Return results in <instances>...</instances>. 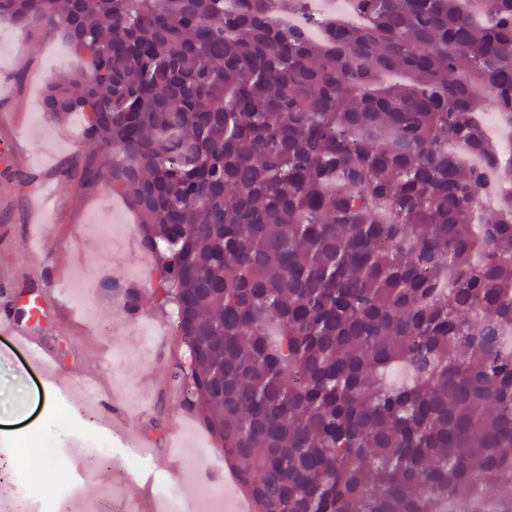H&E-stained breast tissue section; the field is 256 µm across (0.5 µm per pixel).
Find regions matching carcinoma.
<instances>
[{
	"instance_id": "1",
	"label": "carcinoma",
	"mask_w": 512,
	"mask_h": 512,
	"mask_svg": "<svg viewBox=\"0 0 512 512\" xmlns=\"http://www.w3.org/2000/svg\"><path fill=\"white\" fill-rule=\"evenodd\" d=\"M0 0L77 67L88 185L140 216L188 407L254 512H512V0ZM408 381L394 387L390 371Z\"/></svg>"
}]
</instances>
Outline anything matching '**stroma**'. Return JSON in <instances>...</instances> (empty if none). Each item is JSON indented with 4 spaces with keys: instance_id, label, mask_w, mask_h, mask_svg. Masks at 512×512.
<instances>
[{
    "instance_id": "obj_1",
    "label": "stroma",
    "mask_w": 512,
    "mask_h": 512,
    "mask_svg": "<svg viewBox=\"0 0 512 512\" xmlns=\"http://www.w3.org/2000/svg\"><path fill=\"white\" fill-rule=\"evenodd\" d=\"M0 41L8 46L0 55V317L19 318L20 293H37L45 316L30 333L57 360L54 369L39 372L23 350L0 334V419L6 423L0 449H8L10 469L24 464L27 444L38 432L55 429L59 407L54 390L75 391L95 381L109 393V402L69 421L65 450L50 464L55 475H30L32 495L46 503L57 499L84 454L89 424L95 421L106 430L131 432L149 449L157 474L181 473L188 495L208 489L202 475L215 466L222 471L225 492L241 496L225 462L214 465L204 459L191 465L180 448L182 429L200 423L183 406L173 377L184 347L168 333L170 315L147 300L133 313L124 306L123 289L153 287V257L127 240L108 245L105 278L118 288H97L95 320L84 317L62 289V282L95 268L97 244L86 228L91 214L119 212L132 225L138 219L121 197L83 183L89 144L81 115L59 118L42 109L49 75L74 66L67 45L45 28L9 23L0 29ZM66 167L72 171L67 178L61 175Z\"/></svg>"
}]
</instances>
